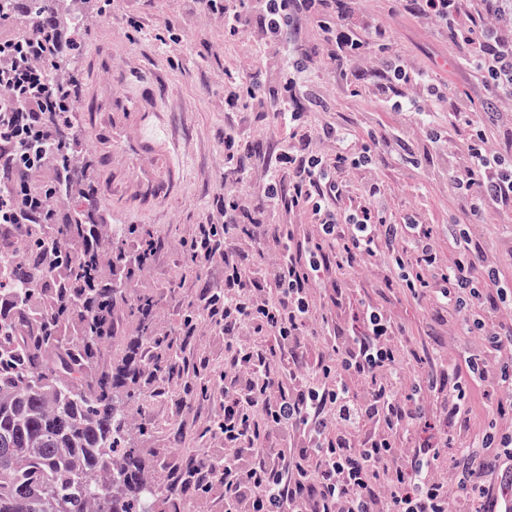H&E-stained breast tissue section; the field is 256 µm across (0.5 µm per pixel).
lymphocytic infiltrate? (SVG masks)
<instances>
[{
    "instance_id": "obj_1",
    "label": "lymphocytic infiltrate",
    "mask_w": 512,
    "mask_h": 512,
    "mask_svg": "<svg viewBox=\"0 0 512 512\" xmlns=\"http://www.w3.org/2000/svg\"><path fill=\"white\" fill-rule=\"evenodd\" d=\"M328 0H194L220 16L224 32L241 34V17L258 11L250 31L255 51L292 69L273 121L281 133L275 164L262 177L268 202L263 224L239 223L247 208L235 190L224 208L185 240L199 266L224 265V288L205 303H188L183 324L195 332L205 314L224 333V419L212 438L222 457H201L199 494L224 472L225 512H496L512 491V472L499 464L512 447V420L497 437L473 431L465 387L475 382L512 401V277L472 225L489 212H512V168L503 167L492 116L454 104L448 116L423 112L416 123L429 142L457 156L450 177L465 201V221L449 224L440 242L420 213L388 217L378 184L344 207L345 173L368 167L378 148L404 133L394 129L364 141L332 123L312 128L296 106L315 96L303 58L293 49L300 21L330 33L329 58L358 65L375 78L372 93L394 112L414 110L418 94L435 97L432 77L372 47L385 31L357 15L330 17ZM403 9L446 31L465 49L477 81L493 75L499 100L512 102V32L472 12L469 0H399ZM0 0V225L46 223L49 203L74 191L69 166L58 163L55 126L68 124L71 91L49 60L72 43L56 29L44 39L32 26L10 29ZM263 73L237 67L224 80V109L258 104ZM464 127L453 141L450 131ZM315 139L332 153L310 150ZM304 217L303 243L293 225L276 221L280 206ZM270 252L264 266L251 253ZM386 275L407 295L425 299L448 319L451 333L478 340L461 359L431 347L426 359L405 358V327L384 306L361 302L353 323L338 327L334 310L343 292L332 272ZM453 427L456 458L445 468L434 444L437 419Z\"/></svg>"
}]
</instances>
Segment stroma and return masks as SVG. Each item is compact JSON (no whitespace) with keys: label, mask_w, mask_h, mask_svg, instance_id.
Returning a JSON list of instances; mask_svg holds the SVG:
<instances>
[{"label":"stroma","mask_w":512,"mask_h":512,"mask_svg":"<svg viewBox=\"0 0 512 512\" xmlns=\"http://www.w3.org/2000/svg\"><path fill=\"white\" fill-rule=\"evenodd\" d=\"M330 11H359L368 20L386 28L387 54L399 57L413 67L432 75L449 92V101L465 103L476 112L494 109V95L474 79L466 65L459 44L441 30L426 25L413 14L398 8L395 0H331ZM85 17L80 28L78 48L69 70L79 108L88 104L87 88L98 81L102 93L99 111H106L110 89L133 81L136 73L155 72L157 90L171 117L176 140L175 154L184 168V182L176 194L155 214H116L105 204H98L91 223L121 228L129 224L144 226L161 238L163 249L158 257L137 270L129 281L131 292L152 297L155 303L150 319L152 338H181L186 347L180 355L185 367L201 364L210 371L224 370V336L209 320L199 322L193 336H184L180 305L196 301L224 287V268L220 265L198 267L182 258L183 241L196 225L206 223L211 214L224 206V187L233 183L235 173L224 162V127L235 124L240 133V152L247 156L254 170H262L272 156L278 133L271 113L248 106L238 111L224 109V72L248 64L264 74V97L275 100L283 83L284 64L252 55L244 40L224 38L219 18L197 11L192 0H63L60 20L70 13ZM137 28H130L128 20ZM182 34L181 44L163 46L161 36L167 29ZM323 32L312 24H300L296 50L307 60V71L315 79L325 100L324 108L302 101L308 124L337 123L357 133L391 130L407 126V117L385 110L373 98L367 76L353 70L337 69L322 49ZM112 52V69L95 73L91 67L96 49ZM409 160L396 161L390 154H380L374 168L352 171L346 194L363 196L372 183L385 192L386 207L394 216L419 212L440 235L448 222L461 218L460 200L450 181L452 165L444 151L427 142L419 133L406 138ZM76 194L72 204H83L84 193H96L101 167L97 147L90 132H82L74 157ZM340 278L353 284L345 305H357L366 299L389 307L405 324L407 358L422 353L425 343L447 345V326L425 302L387 287L377 274L359 276L345 271ZM185 376L167 383L166 393L145 395L132 405L130 412L146 422L145 433L132 436V446L144 460L147 475L155 489L156 512H224V489L213 485L207 497H197L192 488L172 492L174 478L189 458L219 456L224 449L206 433L214 415L220 413L221 400L201 408L185 403Z\"/></svg>","instance_id":"obj_1"}]
</instances>
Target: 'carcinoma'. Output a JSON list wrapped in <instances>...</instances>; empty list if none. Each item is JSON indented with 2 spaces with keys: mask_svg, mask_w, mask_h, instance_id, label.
I'll return each instance as SVG.
<instances>
[{
  "mask_svg": "<svg viewBox=\"0 0 512 512\" xmlns=\"http://www.w3.org/2000/svg\"><path fill=\"white\" fill-rule=\"evenodd\" d=\"M13 7L27 21L52 15L51 0H19ZM87 214L71 209L65 222L37 228L6 224L0 244V512H154L145 509L150 481L129 442L127 402L140 390L129 381L128 363L138 352L155 351L156 378L176 368L151 340L146 321L153 300L133 303L142 319L123 365L99 373L102 347L114 334L112 305L127 301L125 275L134 256L120 245L89 241ZM22 233L25 257L6 248ZM64 251L63 272L45 269L34 241ZM113 267L102 276L101 258ZM102 284L91 287V282ZM79 330L65 337L72 321Z\"/></svg>",
  "mask_w": 512,
  "mask_h": 512,
  "instance_id": "1",
  "label": "carcinoma"
}]
</instances>
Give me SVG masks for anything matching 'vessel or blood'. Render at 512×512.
Segmentation results:
<instances>
[{"mask_svg": "<svg viewBox=\"0 0 512 512\" xmlns=\"http://www.w3.org/2000/svg\"><path fill=\"white\" fill-rule=\"evenodd\" d=\"M152 88L114 91L110 107L94 112L88 124L106 164L99 193L115 212L151 213L169 199L184 178L160 116Z\"/></svg>", "mask_w": 512, "mask_h": 512, "instance_id": "obj_1", "label": "vessel or blood"}]
</instances>
